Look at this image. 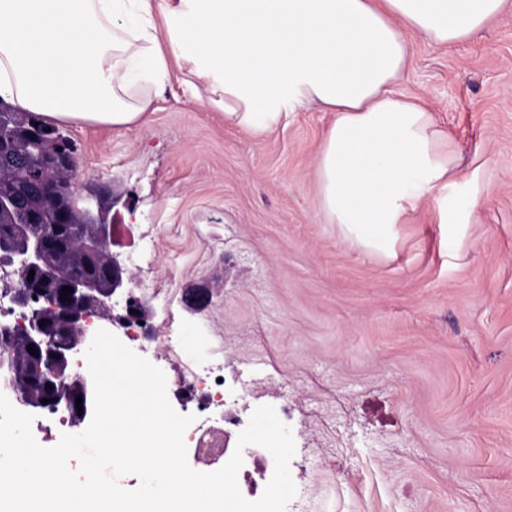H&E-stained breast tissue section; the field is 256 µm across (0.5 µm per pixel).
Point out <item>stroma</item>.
<instances>
[{"label":"stroma","instance_id":"1","mask_svg":"<svg viewBox=\"0 0 512 512\" xmlns=\"http://www.w3.org/2000/svg\"><path fill=\"white\" fill-rule=\"evenodd\" d=\"M397 92L423 99L458 156L448 229L425 202L390 255L346 240L318 209L331 113H293L255 137L207 105L170 59L143 123H60L79 191L115 195L111 251L132 267L155 338L116 330L177 381L218 357L226 405L272 406L310 512H512V2L458 45L413 38ZM209 289L210 303L183 297ZM180 339L178 352L163 344Z\"/></svg>","mask_w":512,"mask_h":512}]
</instances>
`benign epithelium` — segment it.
<instances>
[{
	"label": "benign epithelium",
	"instance_id": "benign-epithelium-1",
	"mask_svg": "<svg viewBox=\"0 0 512 512\" xmlns=\"http://www.w3.org/2000/svg\"><path fill=\"white\" fill-rule=\"evenodd\" d=\"M36 122L32 116L0 122V171L39 156L24 187L0 183V214L18 208L25 192L42 202L41 208L21 215L11 231L0 234V270L16 276L6 294L21 310L15 320L0 318V392L22 412L63 411L80 428L92 418L93 381L89 370L72 368L73 354L86 351L100 329L118 325L128 330L148 321V309L141 298L130 296L129 270L110 250L112 225L105 218L103 198L75 188L70 142L37 133ZM50 173L58 178H48ZM85 235L96 253L80 257L78 241ZM64 286L73 291L61 301ZM119 297L125 299V314L115 316L112 304ZM41 320L46 324L39 325ZM29 344L38 356L27 351ZM23 368L28 373L24 388L18 380ZM48 383L53 389H46ZM78 395L83 398L80 412ZM44 398L50 403H42Z\"/></svg>",
	"mask_w": 512,
	"mask_h": 512
}]
</instances>
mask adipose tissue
I'll list each match as a JSON object with an SVG mask.
<instances>
[{
  "label": "adipose tissue",
  "instance_id": "ef3b65f1",
  "mask_svg": "<svg viewBox=\"0 0 512 512\" xmlns=\"http://www.w3.org/2000/svg\"><path fill=\"white\" fill-rule=\"evenodd\" d=\"M507 0H0V98L58 121L142 123L168 55L187 61L227 125L267 132L333 113L316 161L319 209L369 252L390 253L420 203L451 202L457 156L419 99L397 94L412 36L461 42ZM166 27L157 35L154 14ZM172 52L164 54L160 40Z\"/></svg>",
  "mask_w": 512,
  "mask_h": 512
}]
</instances>
